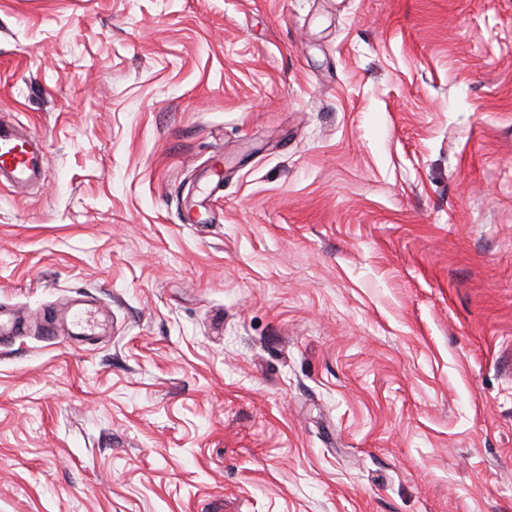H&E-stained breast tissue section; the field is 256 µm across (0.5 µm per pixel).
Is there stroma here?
<instances>
[{
    "instance_id": "stroma-1",
    "label": "stroma",
    "mask_w": 512,
    "mask_h": 512,
    "mask_svg": "<svg viewBox=\"0 0 512 512\" xmlns=\"http://www.w3.org/2000/svg\"><path fill=\"white\" fill-rule=\"evenodd\" d=\"M2 119L0 512H512V0H0ZM47 163L43 146L16 126L0 122V185L15 187L37 182Z\"/></svg>"
}]
</instances>
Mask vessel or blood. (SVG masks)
Segmentation results:
<instances>
[{"label":"vessel or blood","mask_w":512,"mask_h":512,"mask_svg":"<svg viewBox=\"0 0 512 512\" xmlns=\"http://www.w3.org/2000/svg\"><path fill=\"white\" fill-rule=\"evenodd\" d=\"M47 163L38 142L16 126L0 122V185L26 186L37 182Z\"/></svg>","instance_id":"b4317fda"}]
</instances>
